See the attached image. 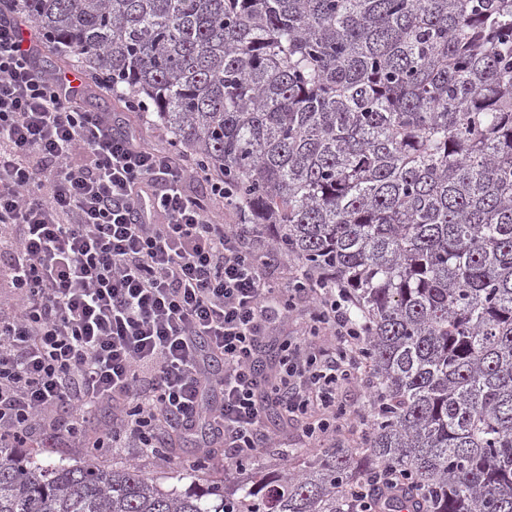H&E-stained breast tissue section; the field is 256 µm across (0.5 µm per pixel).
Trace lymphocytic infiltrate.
Masks as SVG:
<instances>
[{"label":"lymphocytic infiltrate","instance_id":"obj_1","mask_svg":"<svg viewBox=\"0 0 512 512\" xmlns=\"http://www.w3.org/2000/svg\"><path fill=\"white\" fill-rule=\"evenodd\" d=\"M37 56L18 18L0 20V446L42 434L157 454L202 425L239 465L294 418L308 438L334 432L360 334L345 293L271 284L244 246L255 229L219 212L223 180L83 110ZM101 409L111 422L88 430Z\"/></svg>","mask_w":512,"mask_h":512}]
</instances>
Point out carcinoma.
Masks as SVG:
<instances>
[{
	"instance_id": "carcinoma-1",
	"label": "carcinoma",
	"mask_w": 512,
	"mask_h": 512,
	"mask_svg": "<svg viewBox=\"0 0 512 512\" xmlns=\"http://www.w3.org/2000/svg\"><path fill=\"white\" fill-rule=\"evenodd\" d=\"M346 291L361 448L240 493L0 447V512H512V0H14Z\"/></svg>"
}]
</instances>
